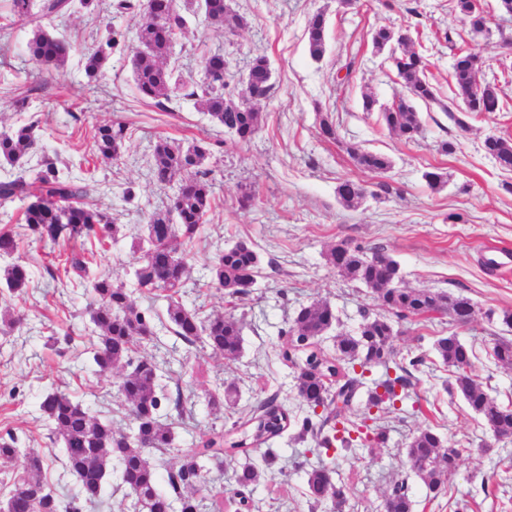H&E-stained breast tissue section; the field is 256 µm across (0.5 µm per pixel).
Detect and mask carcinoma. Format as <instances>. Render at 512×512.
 I'll return each instance as SVG.
<instances>
[{
    "label": "carcinoma",
    "mask_w": 512,
    "mask_h": 512,
    "mask_svg": "<svg viewBox=\"0 0 512 512\" xmlns=\"http://www.w3.org/2000/svg\"><path fill=\"white\" fill-rule=\"evenodd\" d=\"M12 15L31 26L26 53L40 71L58 72L66 66L75 52L70 41L53 32L55 20L71 14L74 0H9ZM208 20L214 27L241 29L246 18L237 13L230 0H204ZM115 14L135 19L134 37L141 50L131 59L137 89L140 94L166 109L182 97L199 98L205 111L218 124L244 142L260 129L261 116L255 104L271 91V72L268 59H253L243 80L244 88L238 101L225 96L224 81L229 62L219 52L202 59L203 72L213 82L186 83L174 75L167 61L173 40L187 29L186 16L175 0H113ZM453 10L475 34L489 31L490 12L475 7L474 0H453ZM325 18L317 12L308 20V46L311 57L320 60L326 52ZM129 30L109 28L107 36L83 52V70L87 88H95L106 75V66L117 41L128 38ZM408 34L380 27L372 34L374 48L389 49L390 58L402 79L408 96L398 99L380 112L387 129L408 139L422 132L420 102L437 101L436 88L429 81V61L422 53L410 48ZM451 79L457 99L456 109L442 110L462 130L466 118L474 114L506 112L509 102L500 97L496 86L477 81L485 60L470 49L456 48ZM38 121L0 131V162L18 169L14 177L0 179V206L19 201L23 203L21 221L35 240L45 244L61 241L78 242L94 239L100 243L116 240L118 225L108 213L93 208L88 199L97 191L92 179L73 177L56 162L43 157L39 168L27 174L30 156L37 152ZM130 139L129 127L120 120L96 126L93 153L103 162L121 157ZM484 150L505 171H512V139L489 136ZM355 163L373 173H385L391 168L388 157L349 148ZM210 154L209 143L197 139L187 148L172 145L161 138L156 141L151 164L153 180L161 187L177 185L170 206L152 213L146 224L144 241L147 246L134 252V285L148 292H159L167 300V319L176 336L185 343L198 342L215 353L228 358L237 356L242 347V327L233 316H214L203 319L199 312L188 307L180 296L188 278L185 246L198 238L214 197L213 171L203 167ZM340 203L347 209H357L366 196L363 184L346 180L337 188ZM329 263L344 277L360 283L378 294L382 305L399 320L409 317L433 321L444 313L458 323L473 318L474 305L466 297L443 291L418 290L401 285L399 264L382 249L336 245L328 255ZM64 269L67 283L90 289V320L98 333L92 343V360L100 372L114 368L126 369L119 391L129 406L130 425L116 431L112 423L93 414L82 402L69 394L52 390L42 396L39 408L56 439L62 445L65 466L79 486L80 496L63 499L48 487L40 474L44 456L32 450L26 456L24 473L8 479L7 490L12 492L11 512H82V503L93 504L101 497L108 476L117 473L121 483L133 495V512H164V503L177 505L179 512H199L197 495L206 488L205 462L220 454H246L276 437L290 425L288 410L269 397L254 410L242 425L232 424L224 432L212 430L196 446L185 452L177 469L168 473L169 492L157 489L158 469L162 456L175 447L170 424L163 421L165 397L158 362L147 357L133 356L136 341H152L156 337L155 320L148 310H141L122 282L107 273L94 272L81 253H73ZM262 257L255 246L245 240L218 250L209 265L207 286L223 290L230 296L245 295L257 282ZM32 279L29 266L15 261L3 268L0 281L8 291L22 293ZM336 312L327 302L318 301L302 307L284 331L290 337L283 359L297 368L295 390L300 404L309 415L300 423L298 437L311 435L317 446L326 450L354 447L353 434L360 425L345 421L346 413L354 406L359 390L372 384L362 413V420L372 418V409L393 407L402 399L397 389L409 385L410 369L420 370L426 364L423 355L409 358L408 366L396 361L392 349L394 328L390 319L363 315L359 334L336 336L335 357H328L315 347V340L336 324ZM433 351L453 374L450 390L460 393L468 406L478 414L488 430L496 437L512 436V406H503L491 398L474 378L471 351L457 336H440ZM497 363L512 367V340L498 339L492 346ZM383 369V378L368 379L371 369ZM397 371L390 377V370ZM236 389L224 388V394H212L208 407L218 414L224 403H231ZM18 439L13 435L0 438V465L7 466L18 456ZM463 449L445 445L431 428L420 430L407 446L410 468L426 483L430 492L438 494L445 487L446 476L454 470ZM279 455L268 448L261 464H243L237 471L241 487L257 486L265 471L272 468ZM309 501L319 506L327 501H346V489L333 476V468L322 463L307 472ZM390 512H412L413 502L405 482L397 483L386 495Z\"/></svg>",
    "instance_id": "1"
}]
</instances>
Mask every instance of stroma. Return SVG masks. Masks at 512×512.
<instances>
[{
  "label": "stroma",
  "instance_id": "35a3bbf8",
  "mask_svg": "<svg viewBox=\"0 0 512 512\" xmlns=\"http://www.w3.org/2000/svg\"><path fill=\"white\" fill-rule=\"evenodd\" d=\"M99 0L97 8H76L55 32L80 50L95 45L106 25L129 27ZM493 10L490 32L472 37L453 11V0H231L247 19L234 32L190 18L168 60L176 74L200 79L205 54L220 51L230 62L226 80L241 85L256 56H265L272 71V89L259 105L261 127L247 142L225 132L193 99H179L170 110L141 98L134 82L131 58L135 40H127L111 55L98 89L85 92L79 54L64 70L47 74L29 60L24 46L30 28L11 18L8 0H0V24L10 34L0 37V130L36 118L40 148L29 159L37 167L42 157L56 158L72 175L94 176L103 189L92 202L109 212L120 227L117 241L93 245V267L119 281L131 282L132 245L151 213L162 210L169 193L150 176L153 146L159 137L184 147L192 140L210 142L205 161L214 172L215 202L199 238L186 249L190 266L182 295L187 306L203 316L234 315L243 319V347L233 359L200 345H189L160 329L142 353L163 368L161 383L169 396H180L182 414L174 419L176 452L167 457L177 465L181 450L190 448L211 429H230L246 422L268 397L287 408L294 423L271 447L282 454L253 491L259 512H331L330 505L311 507L306 475L298 462L317 465L316 444L298 440L297 419L306 410L294 389V367L279 351L288 344L282 329L304 305L327 301L340 318L339 330L355 333L361 310L384 314L376 293L350 281L327 261L330 247L346 243L380 247L400 265L405 287L445 291L471 300L473 319L459 324L446 319L422 324L408 318L396 323L393 346L397 356L428 355L436 337L453 334L474 353L473 373L498 403L512 404V368L494 363L489 351L496 339H512V328L500 320L512 311V263L487 266L491 255L512 252V172L502 170L483 149L487 136L512 138V111L471 117L460 130L440 108L451 95L449 74L454 62L443 38L452 32L457 46L472 48L487 62L479 83L496 85L501 97L512 99V16L498 12L496 0H483ZM317 12L326 19V53L314 60L308 48V19ZM380 27L413 29L412 47L425 51L438 102L418 104L423 131L409 141L389 131L378 110L392 105L405 88L387 52L375 51L371 33ZM41 90L32 91L33 82ZM29 92L26 110L14 106L16 95ZM372 94L376 111L363 109L364 94ZM121 119L130 139L122 158L102 162L93 154L97 124ZM337 130V141L323 139L321 119ZM457 144L454 154L438 152L440 141ZM357 146L387 156L391 169L382 175L357 167L347 149ZM438 171L444 183L431 189L424 175ZM346 180L362 183L367 195L355 210L344 208L337 186ZM134 199L125 202L124 189ZM255 194L254 205L241 204ZM239 240L253 242L262 256L255 288L232 298L207 287V264L218 249ZM67 246L53 248L24 238L19 254L33 272L24 293H9L0 285V312L14 313L17 323L0 333V436L18 437L21 448L46 456L45 481L62 498L78 489L67 472L60 443L39 410L41 395L59 389L91 404L112 423L126 429L127 409L119 392V371L98 375L90 369L95 327L87 306L89 289L65 288L52 279L46 265L62 266ZM452 373L436 364L415 372L399 409L378 412L370 421L364 446L337 450L336 478L347 488L343 512H374L392 485L406 480L413 512H512V437L493 440L481 418L461 395L450 392ZM234 384V409L214 416L209 395ZM430 427L448 445H462L458 467L446 487L432 494L414 474L406 458L412 437ZM240 458L219 456L207 466L208 498L220 512H238L240 487L235 472Z\"/></svg>",
  "mask_w": 512,
  "mask_h": 512
}]
</instances>
